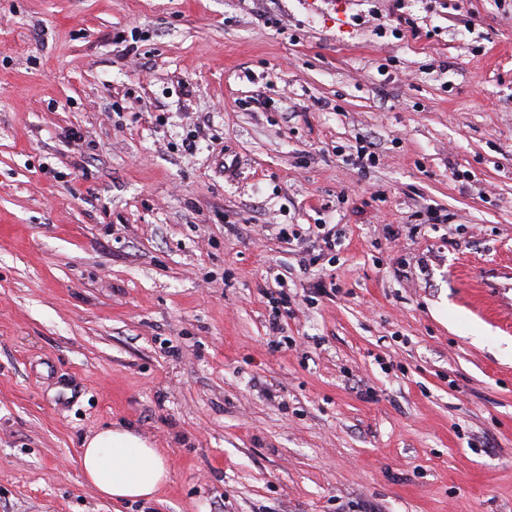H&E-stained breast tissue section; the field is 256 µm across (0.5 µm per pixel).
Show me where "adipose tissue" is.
Instances as JSON below:
<instances>
[{"label": "adipose tissue", "instance_id": "adipose-tissue-1", "mask_svg": "<svg viewBox=\"0 0 512 512\" xmlns=\"http://www.w3.org/2000/svg\"><path fill=\"white\" fill-rule=\"evenodd\" d=\"M79 465L85 482L101 497L116 502L151 500L169 477L160 449L121 423L85 437Z\"/></svg>", "mask_w": 512, "mask_h": 512}]
</instances>
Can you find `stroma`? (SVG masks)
Returning a JSON list of instances; mask_svg holds the SVG:
<instances>
[{"label":"stroma","instance_id":"stroma-1","mask_svg":"<svg viewBox=\"0 0 512 512\" xmlns=\"http://www.w3.org/2000/svg\"><path fill=\"white\" fill-rule=\"evenodd\" d=\"M508 267L512 0H0V512H512ZM508 272L500 276L497 282L492 281L486 283L485 288L491 289L495 300L498 302L500 309L506 311L507 315L511 316L512 310V271L508 268ZM79 465L85 482L101 497L116 502L149 501L169 477L160 449L122 423L85 437Z\"/></svg>","mask_w":512,"mask_h":512}]
</instances>
